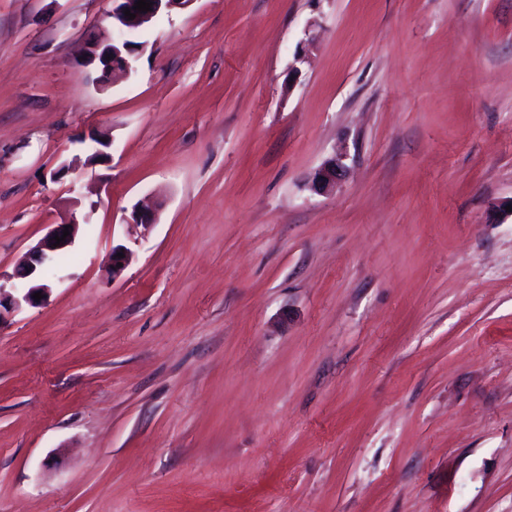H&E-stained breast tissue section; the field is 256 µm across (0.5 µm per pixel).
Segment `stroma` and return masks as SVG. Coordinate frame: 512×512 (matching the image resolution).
<instances>
[{
	"instance_id": "stroma-1",
	"label": "stroma",
	"mask_w": 512,
	"mask_h": 512,
	"mask_svg": "<svg viewBox=\"0 0 512 512\" xmlns=\"http://www.w3.org/2000/svg\"><path fill=\"white\" fill-rule=\"evenodd\" d=\"M111 9L0 0L5 288L79 221L0 324V512H512V0H191L102 92ZM343 161V153H335L317 169L312 180V189L316 193H329L336 186L345 171ZM65 226H69V235L65 240L60 241L59 245L54 246V243H56L55 235L61 238ZM78 226L79 223L73 217L65 224H55L43 238L30 248L25 263L18 267L16 271L20 277L27 278L30 284L21 296L3 288L0 273V324L7 320L13 312L19 310L23 303L31 307H37L44 301L49 288L46 284L41 283L40 269L50 263L60 251L66 250L73 244ZM37 292H41V295H43V298L39 301L33 298V294Z\"/></svg>"
}]
</instances>
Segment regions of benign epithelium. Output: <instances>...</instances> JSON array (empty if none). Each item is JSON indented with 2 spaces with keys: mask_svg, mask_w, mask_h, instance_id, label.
I'll return each mask as SVG.
<instances>
[{
  "mask_svg": "<svg viewBox=\"0 0 512 512\" xmlns=\"http://www.w3.org/2000/svg\"><path fill=\"white\" fill-rule=\"evenodd\" d=\"M115 6L112 8L110 18L112 19V29L115 37L112 42L105 45L93 43L88 47V52L82 61V66H92L98 73L96 77V86L99 90L105 91L111 86L112 77L116 73L128 72L131 69L129 56L133 53V45L124 39V34L140 26H145L162 12L170 11L175 8H184L192 0H150L152 7L148 11L138 12L134 10V4L137 0H113ZM135 15L130 20L125 17V11ZM345 171L344 155L339 152L328 158L317 169L312 180V189L321 194L330 192L337 181L341 179ZM157 221V212L149 209H138L132 212L127 224L148 228ZM79 223L72 218L66 224H56L41 238L28 252L25 263L17 268V274L29 280V287L18 296L3 288L0 285V324L22 305L37 307L40 302L33 298V294L39 292L46 295L48 286L41 282L39 275L40 269L50 263L54 257L61 251L70 247L76 237ZM69 230V235L65 240L56 242L55 236L63 235L64 230Z\"/></svg>",
  "mask_w": 512,
  "mask_h": 512,
  "instance_id": "obj_1",
  "label": "benign epithelium"
}]
</instances>
